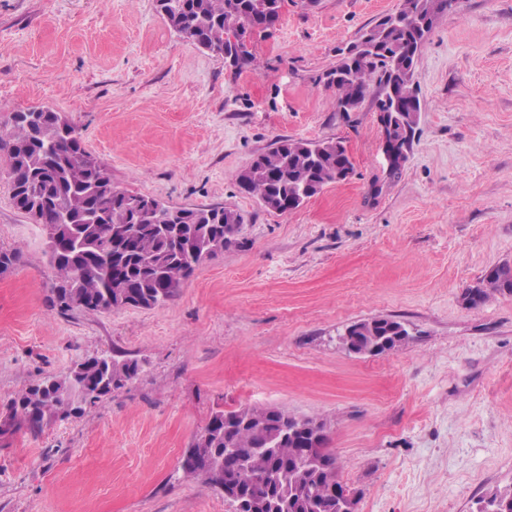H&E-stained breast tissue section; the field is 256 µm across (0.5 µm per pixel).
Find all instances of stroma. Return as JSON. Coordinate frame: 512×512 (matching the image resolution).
<instances>
[{"instance_id":"1","label":"stroma","mask_w":512,"mask_h":512,"mask_svg":"<svg viewBox=\"0 0 512 512\" xmlns=\"http://www.w3.org/2000/svg\"><path fill=\"white\" fill-rule=\"evenodd\" d=\"M401 0H283L237 69L176 34L156 0H0V124L49 108L114 186L244 218L235 246L151 309L61 310L41 225L0 160V420L83 358L139 377L38 435L0 437V512H233L184 454L218 410L323 419L356 512H473L512 486V295L461 296L512 264V0H458L418 57L423 110L388 175L373 96L336 109L337 51ZM281 138L340 140L353 171L286 213L237 175ZM410 339L357 356L361 320Z\"/></svg>"}]
</instances>
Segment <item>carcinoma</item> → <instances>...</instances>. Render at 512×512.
Returning <instances> with one entry per match:
<instances>
[{
	"label": "carcinoma",
	"mask_w": 512,
	"mask_h": 512,
	"mask_svg": "<svg viewBox=\"0 0 512 512\" xmlns=\"http://www.w3.org/2000/svg\"><path fill=\"white\" fill-rule=\"evenodd\" d=\"M161 14L183 38L217 56L224 55L230 31L249 37L279 20L277 0H163ZM448 13V0H402L398 11L380 18L352 42L369 46L360 56L344 53L329 73L336 89V111L353 112L375 85L379 105L396 106L393 134L408 149L422 104L414 71L418 55L436 21ZM11 131L0 129V151L12 199L20 211L41 224L48 264L56 278L55 298L63 308L110 313L125 307L152 308L173 299L196 267L229 248L240 232L242 216L224 207L187 208L174 242L160 232L152 212L136 203L141 194L112 185L107 169L82 146L78 126L48 108L11 114ZM352 172L340 140L280 139L257 154L237 180L261 205L284 213L282 203L296 205ZM486 285L469 288L476 308L495 293L512 295V265L502 264L485 277ZM353 353L363 354L383 336L392 346L409 340L396 320L372 318L350 325ZM138 361L112 356L92 357L75 364L64 377H48L19 393L12 415L0 424V436L27 430L36 434L56 420L75 414L79 402L96 404L137 379ZM250 424L236 421V411H217L188 449L194 459L182 462L188 476L205 475L209 484L238 495L262 492L272 498L297 493L288 512L341 510L330 488L340 483L338 468H310L303 457L301 436L281 434L284 411L250 408ZM246 454L245 470L205 471L208 461L224 455L226 445ZM475 512H512V486L496 487L476 502Z\"/></svg>",
	"instance_id": "cac0c4a2"
}]
</instances>
